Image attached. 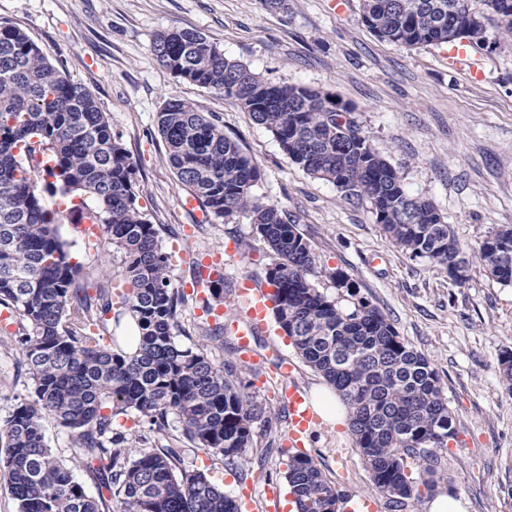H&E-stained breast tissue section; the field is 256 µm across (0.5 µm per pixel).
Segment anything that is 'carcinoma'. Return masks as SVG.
Returning <instances> with one entry per match:
<instances>
[{
  "label": "carcinoma",
  "mask_w": 512,
  "mask_h": 512,
  "mask_svg": "<svg viewBox=\"0 0 512 512\" xmlns=\"http://www.w3.org/2000/svg\"><path fill=\"white\" fill-rule=\"evenodd\" d=\"M466 2L474 19L461 38L471 49L492 45L491 28L512 38V0H358V16L397 46H442L457 42L448 33L456 6ZM152 54L176 80L248 112L305 172L367 203L374 223L409 257L457 284L469 279L444 217L407 192L353 104L303 85L267 83L195 30L157 33ZM158 130L178 182L213 219H248L274 255L266 279L275 321L348 408L355 447L378 492L397 512L422 491L434 492L440 451L456 429L430 361L357 297L347 274L317 266L288 213L255 194L260 171L219 117L171 97L158 112ZM38 156L53 178L41 190L44 173L32 164ZM137 173L93 93L26 32L0 23V305L11 313L12 343L31 380L28 396L0 420V469L17 512H238L204 474L177 469L181 449L152 448L145 436L140 448L114 431L115 419L130 412L156 432L173 418L193 447L236 467L263 415L252 384L238 380L232 364L215 362L204 344L175 342L186 295L172 284L170 256L138 208ZM47 195L79 203L62 211ZM73 216L98 228L93 245L103 241L121 254L122 289L71 262L58 225ZM479 260L492 278L512 284V225L485 236ZM320 277L346 293L325 295L315 285ZM126 319L136 325L133 353L112 331ZM499 374L512 392V350L501 353ZM46 414L69 433L73 458L103 489L98 498L48 444ZM286 479L298 512H339L341 493L310 455L289 456Z\"/></svg>",
  "instance_id": "1"
}]
</instances>
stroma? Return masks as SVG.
Listing matches in <instances>:
<instances>
[{"mask_svg": "<svg viewBox=\"0 0 512 512\" xmlns=\"http://www.w3.org/2000/svg\"><path fill=\"white\" fill-rule=\"evenodd\" d=\"M356 6L357 0H288L287 12L272 13L260 0H0V23L23 29L54 65L93 92L138 165V202L160 227L178 286L189 282L194 261L213 253H223L230 287L243 280L265 284L271 262L248 221L224 224L188 208V191L158 133L157 114L174 96L218 115L225 134L261 171L257 195L294 216L319 264L344 271L437 370L457 429L443 453L440 493L460 498L465 512H512V392L498 374L500 354L512 349V284L488 277L477 253L489 231L512 224V40L478 51L486 79L471 84L449 69L446 47L407 50L378 40L360 23ZM172 27L199 31L269 83L318 88L355 105L374 149L400 170L408 192L432 200L444 215L469 263V281L456 285L426 260L410 259L382 234L365 204L291 163L248 113L160 67L151 43ZM61 233L72 257L97 276L120 274L111 248L89 247L77 224H62ZM201 304L191 295L180 308L178 344L202 343L209 320ZM255 348L260 365H238L237 373L254 383L272 430L244 452L237 470L211 449L190 447L175 422L150 434L151 444L179 447L181 468L204 473L226 495L238 497L250 486L263 510L266 487H282L278 512H290L288 409L274 397L280 367L292 364L310 392L324 381L277 324L257 337ZM16 359L0 333V418L29 391ZM306 452L348 503L369 498L377 512H391L348 426L318 428Z\"/></svg>", "mask_w": 512, "mask_h": 512, "instance_id": "35a3bbf8", "label": "stroma"}]
</instances>
